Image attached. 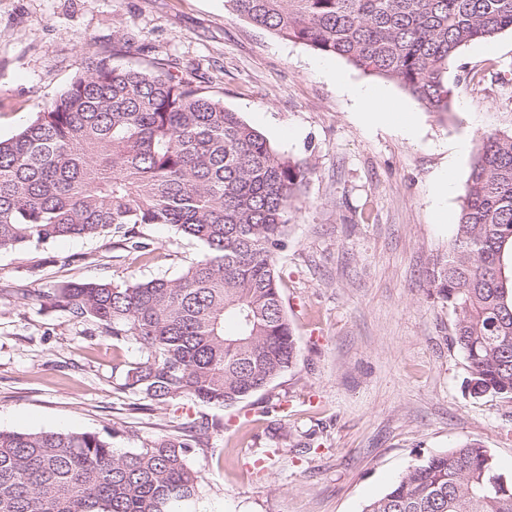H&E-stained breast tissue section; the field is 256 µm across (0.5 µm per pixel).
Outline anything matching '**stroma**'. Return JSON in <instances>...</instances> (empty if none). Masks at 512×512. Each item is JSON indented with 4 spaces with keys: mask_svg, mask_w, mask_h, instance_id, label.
<instances>
[{
    "mask_svg": "<svg viewBox=\"0 0 512 512\" xmlns=\"http://www.w3.org/2000/svg\"><path fill=\"white\" fill-rule=\"evenodd\" d=\"M117 29L135 34L128 49ZM103 56L121 67L168 60L278 150L308 161L277 256L297 363L233 408L148 405L122 386L141 358L135 341L27 296L69 282L175 278L200 246L148 225L141 252L98 237L1 249L0 430L110 431L123 452L185 419L207 422L191 456L199 491L181 512H361L409 467L469 440L511 479L512 400L470 396L456 316L432 295L427 270L455 236L472 162L454 158L455 144L512 135V32L459 50L448 66L451 107L436 113L397 82L253 26L225 0H0V138ZM345 83L387 90L415 112L416 133L364 120ZM450 163L452 221L439 224L431 195ZM269 448L275 460L255 466Z\"/></svg>",
    "mask_w": 512,
    "mask_h": 512,
    "instance_id": "1",
    "label": "stroma"
}]
</instances>
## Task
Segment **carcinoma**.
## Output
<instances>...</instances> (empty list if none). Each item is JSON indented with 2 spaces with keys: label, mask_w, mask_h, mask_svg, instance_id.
<instances>
[{
  "label": "carcinoma",
  "mask_w": 512,
  "mask_h": 512,
  "mask_svg": "<svg viewBox=\"0 0 512 512\" xmlns=\"http://www.w3.org/2000/svg\"><path fill=\"white\" fill-rule=\"evenodd\" d=\"M253 25L393 80L450 111L459 49L512 31V0H226ZM223 100L160 58L76 74L17 135L0 139V249L170 226L202 256L170 279L70 282L28 295L140 345L124 388L156 406L238 405L291 371L298 341L277 252L307 183ZM512 135H483L448 251L428 283L456 315L474 398L512 400ZM191 421L119 453L94 432L0 431V512H172L198 492ZM363 512H512V480L477 441L428 455Z\"/></svg>",
  "instance_id": "1"
}]
</instances>
